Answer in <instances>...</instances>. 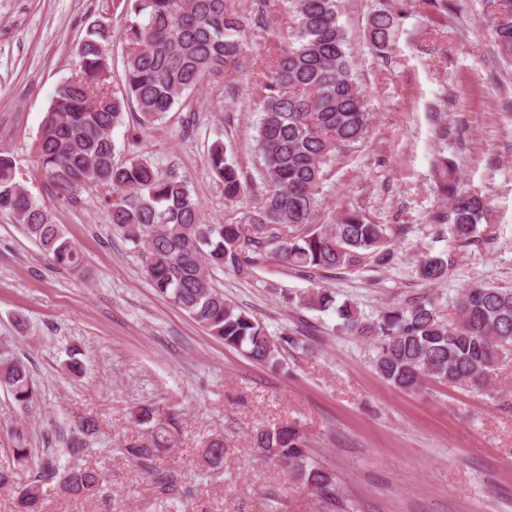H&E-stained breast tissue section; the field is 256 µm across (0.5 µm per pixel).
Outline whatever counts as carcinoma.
I'll return each mask as SVG.
<instances>
[{
	"label": "carcinoma",
	"instance_id": "cac0c4a2",
	"mask_svg": "<svg viewBox=\"0 0 512 512\" xmlns=\"http://www.w3.org/2000/svg\"><path fill=\"white\" fill-rule=\"evenodd\" d=\"M500 56H512V0H486ZM342 0H287L289 34L275 49L267 71L257 80L255 141L258 173L267 190L248 214L207 224L189 182L162 174L149 160H115L112 130L125 115H139L143 128L163 118L205 80H222L239 71L245 54L247 18L227 0H118L126 16L123 28L121 89H112L107 46L112 25L98 20L75 49L72 75L60 83L33 143L40 174L61 200L87 185L111 189L101 204L112 233L133 245L155 292L185 312L209 335L248 357L274 364L283 344L264 325L213 286L211 270L230 268L252 276L258 255L271 250L302 274L357 267L390 260L392 234L373 222L363 207L350 205L333 224H315L319 188L326 168L366 136L372 112L354 72V58L340 24ZM402 15L386 7L374 11L367 41L377 53L389 52ZM209 173L233 208L248 193L238 166L227 157L221 139L208 149ZM439 196L449 210L431 221L450 224L453 241L478 242V225L487 214L486 199L461 187L454 159L440 153L432 163ZM0 211L22 225L57 267L79 271L82 255L76 242L57 224L43 198L22 181L12 149L0 143ZM451 255L426 254L418 263L420 278L437 283L448 276ZM290 305L321 312L333 310L344 331L362 336L374 349L380 375L401 389H415L427 378L479 387L512 348V290L468 286L456 299V318L444 319L435 303L416 301L395 306L366 320L345 302L336 305L328 288L284 295ZM0 384L24 410L38 401L27 366L14 358L0 360ZM142 435L122 452L151 479L159 497L179 496L175 472L160 460L177 444L174 419L161 418L153 405L132 413ZM97 421L85 418L62 448L75 461L57 489L68 496L93 497L103 476L79 459L91 452ZM259 455L293 470L315 490L326 512L336 509V478L310 462L306 436L294 425H263L253 433ZM12 458L17 466L32 458L23 429L13 432ZM224 436L202 442L201 457L214 474L224 473ZM53 464L20 482L16 466L0 467V488L18 489L22 512H40L46 486L56 477Z\"/></svg>",
	"mask_w": 512,
	"mask_h": 512
}]
</instances>
